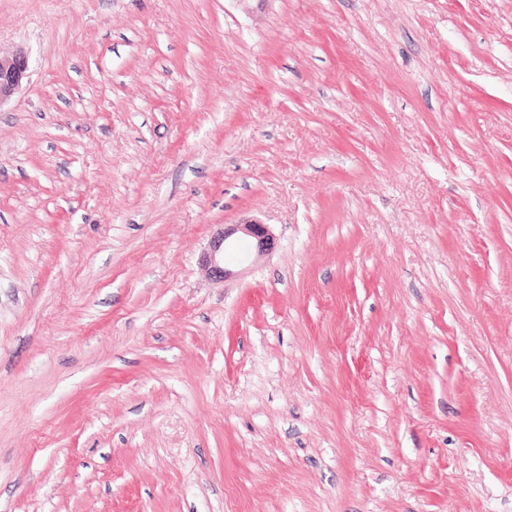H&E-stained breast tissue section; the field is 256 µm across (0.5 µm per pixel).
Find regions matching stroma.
Returning a JSON list of instances; mask_svg holds the SVG:
<instances>
[{"label":"stroma","instance_id":"stroma-1","mask_svg":"<svg viewBox=\"0 0 512 512\" xmlns=\"http://www.w3.org/2000/svg\"><path fill=\"white\" fill-rule=\"evenodd\" d=\"M15 52L0 512H512V0H0ZM230 228H223L210 241L209 250L204 252L201 257L202 264L207 268L213 277L226 279L231 275L224 264V254L227 250V240L236 233H240L243 238L254 243L258 254L268 251L272 234L267 224L257 220H248L240 224H231Z\"/></svg>","mask_w":512,"mask_h":512}]
</instances>
